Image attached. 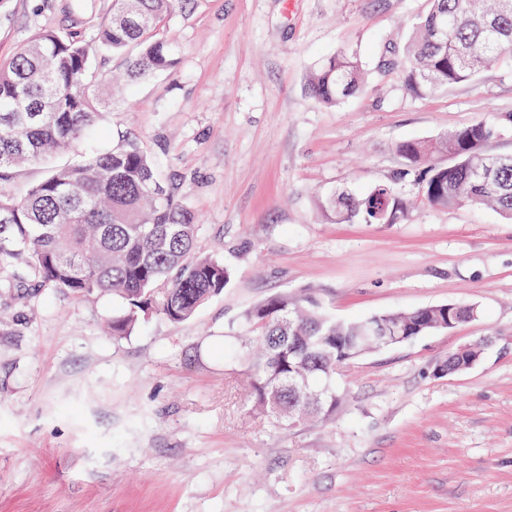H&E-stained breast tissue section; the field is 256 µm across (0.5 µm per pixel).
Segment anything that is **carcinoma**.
<instances>
[{"label":"carcinoma","mask_w":512,"mask_h":512,"mask_svg":"<svg viewBox=\"0 0 512 512\" xmlns=\"http://www.w3.org/2000/svg\"><path fill=\"white\" fill-rule=\"evenodd\" d=\"M414 28L399 69L402 88L419 96L471 82L490 66L512 68V0H430ZM191 0H112V21L99 45L114 52L131 46L135 77L172 69L177 46L156 37L166 15ZM89 46L78 36L44 31L11 59L0 62V182L31 159L68 151L94 126L102 105L95 92ZM362 84L358 58L342 50L311 71L309 91L326 107ZM500 128L475 121L435 140L397 147L406 161L398 177L413 176L419 195L436 208L489 207L512 220V159L483 147ZM446 152L452 162L433 161ZM328 220L359 218L396 224L408 208L391 186L362 195L342 193L324 203ZM198 215L161 181L154 161L134 141L54 170L16 200L0 194V275L18 261L44 285L73 297L110 294L121 301L112 334L124 335L157 313L190 320L230 279L224 261L197 251ZM444 305L338 320L313 292L280 293L246 312L244 325L262 343L250 379L258 408L276 422L303 424L336 408V371L365 353L358 342L371 320L393 336L431 331Z\"/></svg>","instance_id":"obj_1"}]
</instances>
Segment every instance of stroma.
Here are the masks:
<instances>
[{
	"mask_svg": "<svg viewBox=\"0 0 512 512\" xmlns=\"http://www.w3.org/2000/svg\"><path fill=\"white\" fill-rule=\"evenodd\" d=\"M429 0H192L162 24L178 66L127 80L93 58L106 106L74 149L16 167L17 198L51 169L133 138L199 217L231 279L185 322L107 328L118 300L77 299L30 270L0 282V512H512V222L439 209L396 180L397 145L512 116V72L423 96L384 68ZM112 0H0V59L39 31L94 41ZM357 53L362 89L336 107L308 90L316 63ZM387 183L399 224H336L331 194ZM316 289L341 319L448 302L455 329L362 356L329 416L291 428L255 409L242 314ZM482 342L466 372L438 367Z\"/></svg>",
	"mask_w": 512,
	"mask_h": 512,
	"instance_id": "1",
	"label": "stroma"
}]
</instances>
